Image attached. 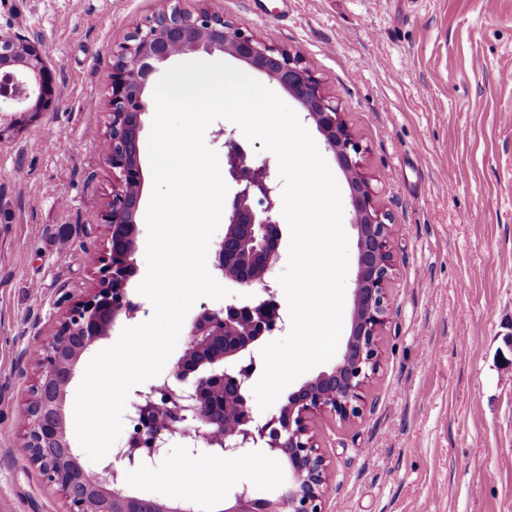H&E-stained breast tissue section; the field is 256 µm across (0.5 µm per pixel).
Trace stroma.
<instances>
[{
  "label": "stroma",
  "instance_id": "1",
  "mask_svg": "<svg viewBox=\"0 0 512 512\" xmlns=\"http://www.w3.org/2000/svg\"><path fill=\"white\" fill-rule=\"evenodd\" d=\"M177 6L298 52L391 218L363 412L308 422L330 468L322 512H512V0H0V25L41 40L57 92L0 146V512L67 510L26 446L27 352L98 286L112 65ZM253 460L179 448L124 488L221 512L237 486L282 489Z\"/></svg>",
  "mask_w": 512,
  "mask_h": 512
}]
</instances>
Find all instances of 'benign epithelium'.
<instances>
[{"label":"benign epithelium","instance_id":"benign-epithelium-1","mask_svg":"<svg viewBox=\"0 0 512 512\" xmlns=\"http://www.w3.org/2000/svg\"><path fill=\"white\" fill-rule=\"evenodd\" d=\"M219 51L264 73L287 90L312 120L347 180L357 260L350 334L336 363L289 394L278 415L264 424L247 412L224 430V398L247 401L254 362L253 347L269 337L282 321L274 299L250 305L229 304L204 310L191 322L183 354L171 374L147 389L136 390L126 403L135 432L116 448L103 467L105 476L87 472L67 433L68 388L83 354L109 336L121 319H132L139 305L127 288L137 274L132 256L139 233L143 173L139 161L143 95L155 65L189 52ZM111 122L107 162L118 170L112 200L105 214L109 246L99 269V287L73 307L53 339L37 346L39 368L31 401L24 409V431L31 460L65 494L67 512H196L183 503H159L128 493L123 471L166 457L174 443L190 440L216 456L231 457L263 443L261 457L287 471L279 496L259 498L243 486L224 503V512H321L328 464L310 434L311 415L328 412L341 419L356 417L364 390L380 363L379 330L387 313L386 289L392 273L389 214L374 199L370 178L360 164L362 148L337 104L326 97L320 82L299 53L266 44L241 23H231L204 10L175 8L136 28L112 66ZM55 98L51 71L40 42L0 26V100L22 112L46 109ZM229 147L224 163L237 184L227 209V228L216 244L214 268L258 266L261 276L236 281L243 288L270 293L268 279L279 259L280 225L273 218L275 202L269 166L258 167L234 138L221 130ZM258 203H253L254 197Z\"/></svg>","mask_w":512,"mask_h":512}]
</instances>
